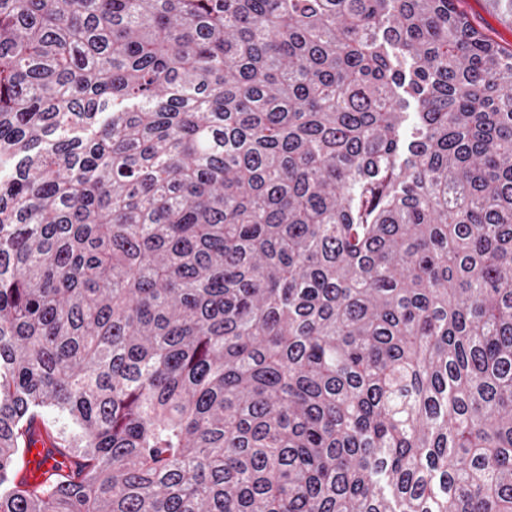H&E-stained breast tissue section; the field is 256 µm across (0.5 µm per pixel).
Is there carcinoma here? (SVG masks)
<instances>
[{
  "label": "carcinoma",
  "instance_id": "carcinoma-1",
  "mask_svg": "<svg viewBox=\"0 0 512 512\" xmlns=\"http://www.w3.org/2000/svg\"><path fill=\"white\" fill-rule=\"evenodd\" d=\"M0 512H512V51L456 0H0ZM33 441L34 443L26 453V460L29 461V465L20 472L17 477L18 481L24 479L31 482L34 478L36 481H44L48 476V474H44L45 471L50 470L55 464V461H65L61 456L55 453V460L42 463L46 457L47 451L52 448L51 441L46 437L42 429L35 431ZM38 466L40 467L38 468Z\"/></svg>",
  "mask_w": 512,
  "mask_h": 512
}]
</instances>
